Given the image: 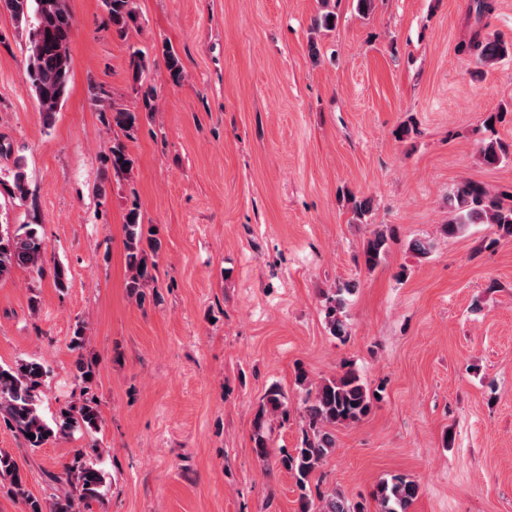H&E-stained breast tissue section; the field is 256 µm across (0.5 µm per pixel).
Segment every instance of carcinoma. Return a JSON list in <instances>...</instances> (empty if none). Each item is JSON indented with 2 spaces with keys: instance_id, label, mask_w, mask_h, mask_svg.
<instances>
[{
  "instance_id": "cac0c4a2",
  "label": "carcinoma",
  "mask_w": 512,
  "mask_h": 512,
  "mask_svg": "<svg viewBox=\"0 0 512 512\" xmlns=\"http://www.w3.org/2000/svg\"><path fill=\"white\" fill-rule=\"evenodd\" d=\"M112 28L124 36L131 26L137 24V16L130 7V0H103ZM0 10L7 11L17 24H26L29 18L35 23L29 31L28 63L24 80L30 87L45 121H50L65 102L69 92L71 59L69 42L73 28V17L67 0H0ZM475 63L491 65L508 55L507 48L496 39L483 40L473 37L470 44L461 46ZM169 78L178 83L183 68L177 55L170 51L165 59ZM134 80L139 82L142 100L151 107L155 88L141 83L142 72L148 62L141 52L132 55ZM112 124L125 134L134 130L136 117L121 108H112ZM488 165H498L507 153L498 141H489L481 150ZM113 169L129 172L133 161L124 145L116 142L109 157ZM451 216L442 231L454 235L470 224H492L505 236H512V206H505L489 194L480 184L466 182L459 186L449 199ZM126 261L130 271L126 288L130 294L141 297L143 288L154 280L152 270L156 267L153 257L159 250L158 240L145 232L139 213L132 208L126 214ZM389 237L382 229L376 230L363 249L364 266L372 270L381 262L388 250ZM47 251L45 240L37 228L29 225L21 234L0 229V278L10 275L18 268L44 273ZM355 284L347 283L335 288L326 298L324 317L331 335L344 338L349 334L345 309L347 296L353 294ZM47 370L37 361H24L13 367L0 366V422H4L34 451L57 436H67L76 430H92L98 427L100 415L94 398L85 399L80 405L61 411L54 424H48L39 410V392L45 383ZM296 382L306 387L307 398L303 413L305 437L302 446L281 459L282 465L293 472L296 483L305 488L309 476L324 463L336 447L331 429L338 425L353 424L366 417L371 409V397L360 376L347 369L320 382L307 385V376L300 371ZM279 418L285 423L289 418L288 401L276 386L267 392L265 403L256 412L254 419V442L259 459L268 456L265 430L271 419ZM33 437H28V434ZM99 455L96 448L75 449L73 463L63 468L54 479L75 488L77 497L66 496L50 502L41 501L26 489L25 481L13 456L0 450V478L10 481L15 496L24 501L26 512H77L76 500H88L100 496L105 483L103 472L97 469L92 458ZM418 494V486L411 480L398 477L381 481L375 491L378 512H409ZM300 512H361L341 493L331 491L313 501L300 497Z\"/></svg>"
}]
</instances>
